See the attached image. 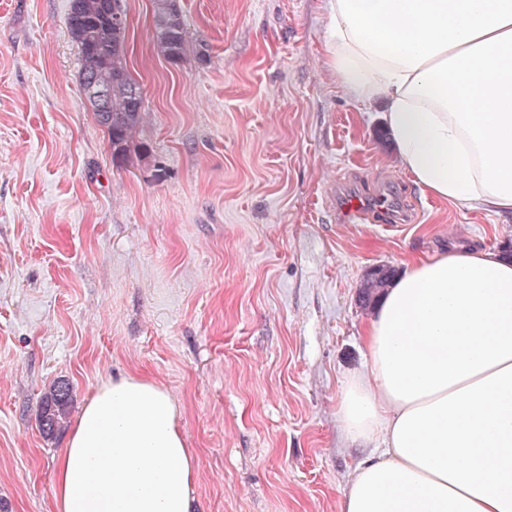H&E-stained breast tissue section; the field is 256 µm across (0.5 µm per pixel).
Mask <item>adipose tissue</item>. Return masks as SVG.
Instances as JSON below:
<instances>
[{"label": "adipose tissue", "mask_w": 512, "mask_h": 512, "mask_svg": "<svg viewBox=\"0 0 512 512\" xmlns=\"http://www.w3.org/2000/svg\"><path fill=\"white\" fill-rule=\"evenodd\" d=\"M341 90L381 104L426 194L512 216V0H325ZM342 429L369 446L340 512H512V257L407 264L368 320ZM180 409L143 374L104 383L54 465L52 512H191Z\"/></svg>", "instance_id": "ef3b65f1"}]
</instances>
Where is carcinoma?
Masks as SVG:
<instances>
[{
    "instance_id": "cac0c4a2",
    "label": "carcinoma",
    "mask_w": 512,
    "mask_h": 512,
    "mask_svg": "<svg viewBox=\"0 0 512 512\" xmlns=\"http://www.w3.org/2000/svg\"><path fill=\"white\" fill-rule=\"evenodd\" d=\"M154 37L164 56L180 63L187 50L186 31L178 0H155ZM67 28L81 53L79 83L87 91L90 79H109L107 109H94L107 132L112 157L118 158L139 122L142 109L140 84L124 63L127 23H116L102 11V0H70ZM72 389L65 379L52 383L43 393L39 427L52 436L65 428L72 406Z\"/></svg>"
}]
</instances>
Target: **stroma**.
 Wrapping results in <instances>:
<instances>
[{
	"label": "stroma",
	"mask_w": 512,
	"mask_h": 512,
	"mask_svg": "<svg viewBox=\"0 0 512 512\" xmlns=\"http://www.w3.org/2000/svg\"><path fill=\"white\" fill-rule=\"evenodd\" d=\"M70 0H0V503L51 512L66 432L38 427L143 372L181 410L193 512H339L367 454L337 416L363 371L370 268L454 243L501 249L512 218L422 193L381 106L327 67L324 0H179L170 63L154 0H121L142 117L126 159L79 85ZM389 189L410 219L343 224L339 188ZM178 0H155L154 37L164 56L180 63L187 50L186 31ZM72 402V389L65 379L55 381L43 393L38 422L44 435L52 436L65 428Z\"/></svg>",
	"instance_id": "1"
}]
</instances>
